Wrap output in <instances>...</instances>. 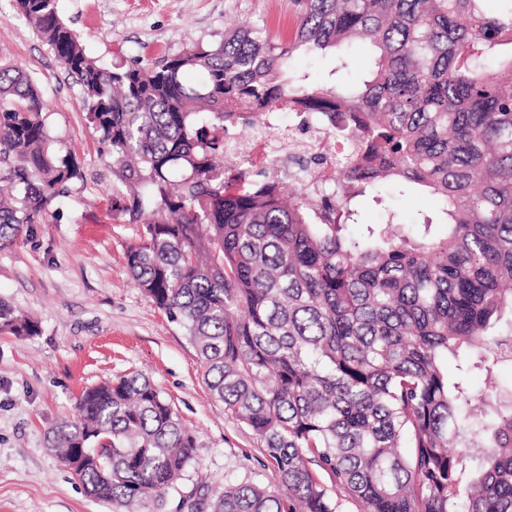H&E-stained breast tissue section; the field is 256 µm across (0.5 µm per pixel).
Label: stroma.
I'll list each match as a JSON object with an SVG mask.
<instances>
[{"instance_id":"35a3bbf8","label":"stroma","mask_w":512,"mask_h":512,"mask_svg":"<svg viewBox=\"0 0 512 512\" xmlns=\"http://www.w3.org/2000/svg\"><path fill=\"white\" fill-rule=\"evenodd\" d=\"M57 9L108 66L175 55L244 22L265 21L271 34L282 36L297 22L292 0H57ZM370 53L357 42L334 54L300 56L295 67L328 87L363 78ZM0 58L36 81L57 148L82 172L69 196L54 201L57 222L34 225L16 245L0 249V300L39 323L35 336L0 333V512H116L86 494L46 433L73 417L84 389L130 373L161 390L198 445L166 507L151 502L142 512H172L180 496L246 474L279 485L259 439L211 396L182 327L129 279L125 254L141 227L112 220L126 186L81 109L78 87L16 0H0ZM389 209L410 223L435 214L439 204L389 191L383 203L362 202L361 220L382 223Z\"/></svg>"}]
</instances>
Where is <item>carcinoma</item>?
Returning a JSON list of instances; mask_svg holds the SVG:
<instances>
[{"instance_id":"1","label":"carcinoma","mask_w":512,"mask_h":512,"mask_svg":"<svg viewBox=\"0 0 512 512\" xmlns=\"http://www.w3.org/2000/svg\"><path fill=\"white\" fill-rule=\"evenodd\" d=\"M286 39L265 23L171 57L103 66L56 0H17L81 91L133 194L114 218L143 227L126 251L136 286L185 331L211 395L278 470L204 492L195 512H512V407L483 431L472 370L512 365V0H294ZM370 44L368 76L319 88L293 55ZM38 85L0 61V249L56 220L82 179L60 155ZM299 117L278 170L250 179L232 136ZM392 188L438 198L405 231L358 223V199ZM0 332L39 325L0 301ZM457 362L448 375V357ZM48 442L86 492L136 512L163 504L197 439L141 374L90 387ZM468 448L483 449L467 466ZM327 472L325 486L312 466Z\"/></svg>"}]
</instances>
